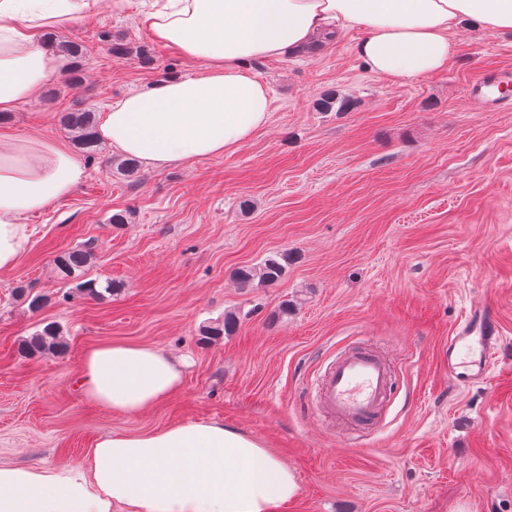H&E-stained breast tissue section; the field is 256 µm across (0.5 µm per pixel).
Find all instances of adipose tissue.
I'll list each match as a JSON object with an SVG mask.
<instances>
[{
	"instance_id": "1",
	"label": "adipose tissue",
	"mask_w": 512,
	"mask_h": 512,
	"mask_svg": "<svg viewBox=\"0 0 512 512\" xmlns=\"http://www.w3.org/2000/svg\"><path fill=\"white\" fill-rule=\"evenodd\" d=\"M96 0H0V125L71 67L46 32ZM141 19L162 48L199 63L193 76L142 84L100 116L96 134L149 169L220 157L268 125L269 87L255 63L296 55L317 34L361 29L357 56L373 74L409 80L447 68L457 32L512 30V0H153ZM85 178L51 138L0 133V272L30 244L29 217ZM184 364L160 348L114 342L81 362L83 396L140 415L178 392ZM294 472L258 441L210 420L109 433L83 463H0V512H275L295 499Z\"/></svg>"
}]
</instances>
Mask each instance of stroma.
<instances>
[{
  "label": "stroma",
  "instance_id": "stroma-1",
  "mask_svg": "<svg viewBox=\"0 0 512 512\" xmlns=\"http://www.w3.org/2000/svg\"><path fill=\"white\" fill-rule=\"evenodd\" d=\"M142 2L118 14L98 0L54 30L57 44L82 45L77 71L50 78L8 125L75 147L86 177L30 217L28 251L0 273V462L74 465L110 432L219 420L294 471L298 494L282 512H512V108L467 92L512 72V32L462 31L445 70L408 81L356 57L363 30L335 33L317 51L257 64L272 115L247 143L127 176L107 146L85 157L64 117L195 72L153 41ZM118 40L130 55L112 54ZM329 91L349 109L321 111ZM122 212L127 223H112ZM74 249L92 251L80 279L99 296L69 298L54 262ZM282 257L276 283H238V269ZM19 285L46 304L30 309ZM482 304L500 322L501 354L483 383L459 387L448 380V336ZM228 312L231 335L203 336ZM51 323L66 349L21 354ZM107 341L186 358L182 388L134 417L91 404L78 370ZM350 347L374 350L397 375L359 446L309 396Z\"/></svg>",
  "mask_w": 512,
  "mask_h": 512
}]
</instances>
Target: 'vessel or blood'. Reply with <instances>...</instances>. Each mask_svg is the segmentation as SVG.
Wrapping results in <instances>:
<instances>
[{
	"mask_svg": "<svg viewBox=\"0 0 512 512\" xmlns=\"http://www.w3.org/2000/svg\"><path fill=\"white\" fill-rule=\"evenodd\" d=\"M500 328L484 306L470 310L448 338V378L455 384L485 378L500 343ZM393 387L390 366L380 356L350 350L333 359L317 385V402L345 426L374 424Z\"/></svg>",
	"mask_w": 512,
	"mask_h": 512,
	"instance_id": "b4317fda",
	"label": "vessel or blood"
}]
</instances>
